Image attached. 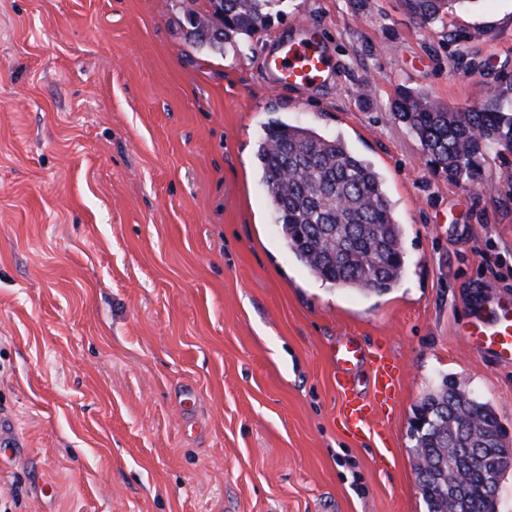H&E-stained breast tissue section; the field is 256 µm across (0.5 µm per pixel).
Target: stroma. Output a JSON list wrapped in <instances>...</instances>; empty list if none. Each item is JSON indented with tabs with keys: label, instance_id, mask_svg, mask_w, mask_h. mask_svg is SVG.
Returning <instances> with one entry per match:
<instances>
[{
	"label": "stroma",
	"instance_id": "1",
	"mask_svg": "<svg viewBox=\"0 0 512 512\" xmlns=\"http://www.w3.org/2000/svg\"><path fill=\"white\" fill-rule=\"evenodd\" d=\"M188 4L0 0V512H427L410 422L442 377L512 443V365L459 333L512 299V149L450 182L391 105L504 87L512 0L427 28L400 0H282L220 52L192 42ZM300 22L341 78L269 89ZM273 122L381 172L396 288L324 283L287 250L255 158ZM346 336L400 369L377 437L341 423Z\"/></svg>",
	"mask_w": 512,
	"mask_h": 512
}]
</instances>
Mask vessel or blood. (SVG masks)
I'll list each match as a JSON object with an SVG mask.
<instances>
[{"mask_svg": "<svg viewBox=\"0 0 512 512\" xmlns=\"http://www.w3.org/2000/svg\"><path fill=\"white\" fill-rule=\"evenodd\" d=\"M333 76L327 41L314 26L301 23L293 37L277 42L268 63L269 83L290 88L315 86ZM468 343L512 363V304L479 310L463 325ZM336 389L342 400L340 416L353 435L372 434L377 409L393 405L399 387V367L384 351L366 352L353 338L337 342L333 354ZM371 397H364V389Z\"/></svg>", "mask_w": 512, "mask_h": 512, "instance_id": "obj_1", "label": "vessel or blood"}]
</instances>
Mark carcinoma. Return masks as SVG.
Wrapping results in <instances>:
<instances>
[{"mask_svg": "<svg viewBox=\"0 0 512 512\" xmlns=\"http://www.w3.org/2000/svg\"><path fill=\"white\" fill-rule=\"evenodd\" d=\"M207 9L189 8L186 19L201 45L220 49L238 36L253 37L282 0H206ZM480 0H402L423 27L444 23L456 5ZM218 12L221 28L202 25ZM392 111L419 140L428 164L456 183L480 179L488 149L512 148V81L483 107L451 110L410 88L399 90ZM257 157L276 212L281 237L295 257L323 282L363 294L383 293L400 281L402 225L383 179L341 137L324 136L298 125L266 129ZM372 260L363 262L364 255ZM430 422L413 435L417 457L430 463L422 497L428 512L448 508L443 472L456 470L472 512H495L484 477L502 453L489 437L500 431L492 407L458 389L448 378L421 400Z\"/></svg>", "mask_w": 512, "mask_h": 512, "instance_id": "1", "label": "carcinoma"}]
</instances>
